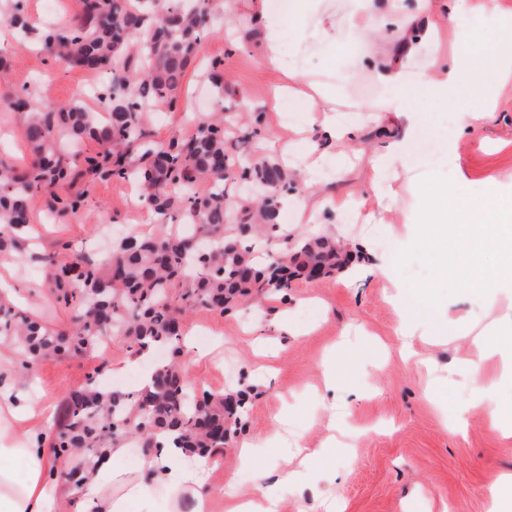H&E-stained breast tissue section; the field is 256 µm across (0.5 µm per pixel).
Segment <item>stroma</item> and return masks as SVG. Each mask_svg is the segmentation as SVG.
<instances>
[{
    "label": "stroma",
    "instance_id": "stroma-1",
    "mask_svg": "<svg viewBox=\"0 0 512 512\" xmlns=\"http://www.w3.org/2000/svg\"><path fill=\"white\" fill-rule=\"evenodd\" d=\"M213 2L226 27L210 32L203 42L184 78L177 109L153 123L155 141L191 138L196 126L190 117L200 96H208V111L227 114L238 112L240 99H248L262 129L259 141L248 145V154L283 162L290 173L308 174V195L334 201L314 222L293 215L289 230L333 235L362 253L358 277L341 272L296 282L287 300L272 297L256 313L199 308L185 317V331L195 337L196 360L188 369L193 381L226 391L244 380L258 390L247 405L246 426L236 435L238 441L250 439L258 446L255 464L242 467L235 445L207 460L214 512H225L226 494H256L259 476L274 466V448L322 447L335 421L353 432L349 447L337 448L325 470L302 474L295 489L284 495L279 512H489L496 498L504 512H512V486L504 483L512 474V438H502L488 418L474 410L467 415L465 432L451 433L450 424L467 396L462 385L448 382L449 369L478 357L474 339L483 327L512 315V296L499 295L492 308L467 292L445 297L434 308L410 304V311L444 337L439 344H414L421 356L433 360L430 372L401 356L399 310L389 299L388 282L373 272L379 265L395 269L398 252L408 248L401 238L394 240L392 249H384L378 231L384 225L416 223L419 184L426 172L402 153L381 176L370 158L389 144L409 145L411 135L423 127L438 128L447 108L414 93L407 99L417 110L411 125L394 113L378 123L358 111V104L392 95L391 87L376 80L367 59L378 53L396 56L402 36L391 27L365 36L363 58H353L347 53L350 33L345 23L350 0H316L314 12H327L333 19L335 42L318 55L291 38L283 49L289 64L314 73L326 86V96L318 101L320 111L312 118L289 104L282 111H270L269 94L281 75L256 63L264 37L249 0ZM498 2L497 13L476 16L469 30L440 14L438 45L445 56L478 52V33L512 17V0ZM0 61L15 91L32 92L56 105L78 99L90 112L103 109L98 95L89 90L90 72L34 49L1 21ZM212 67L223 78L220 99L212 95L207 74ZM495 94L496 108L484 122L455 137L456 164L441 174L451 179L464 175L463 191L474 196L484 192L489 177H497L502 189L496 204L512 206V83L498 87ZM331 109L346 114L345 124L353 131L341 145L330 144L323 135L324 113ZM289 112L295 113L294 121H285ZM0 157L19 165L30 157L20 116L3 107ZM133 193V186L122 179L99 182L81 214L58 217L50 224L44 221L45 199L35 198L31 209L39 250L53 252L68 242L103 258L109 242L100 236L99 225L127 224L137 233L154 232L156 220L149 205L137 212L131 209ZM350 206L361 208L359 223L346 222L344 211ZM1 272L7 275L13 301L55 325L69 324L70 313L55 305L36 262L0 255ZM128 355L125 344L116 340L107 354L46 359L34 382L17 378L13 384L22 399L58 408L71 390L101 368L111 380L110 390L123 393L124 375L115 366ZM261 364L275 368L276 380L264 381L257 371ZM331 368L336 386L328 390L321 383Z\"/></svg>",
    "mask_w": 512,
    "mask_h": 512
}]
</instances>
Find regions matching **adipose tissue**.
Instances as JSON below:
<instances>
[{"label": "adipose tissue", "mask_w": 512, "mask_h": 512, "mask_svg": "<svg viewBox=\"0 0 512 512\" xmlns=\"http://www.w3.org/2000/svg\"><path fill=\"white\" fill-rule=\"evenodd\" d=\"M356 3L352 24L366 33L396 22L402 10V0H384L380 5L375 0ZM254 4L266 44L257 64L283 76L271 91L270 106H278L284 97L291 96L306 111H317L319 91L314 80L288 67L282 57L293 18L309 10L307 0H254ZM434 31L432 21L423 20L420 33L404 43L396 59L381 57L374 61L373 73L378 81L397 90L409 85L437 101L458 100L451 121L461 130L478 123L489 112L490 99L482 95V88L512 75V21L502 22L480 55L469 60L455 57L448 61L425 52V42ZM460 370L469 390L468 409L482 411L497 428H505L501 407L484 378L482 362L468 361ZM0 408L11 418L10 423H0V512H51L60 498L68 501L70 512H155L154 493L159 488L169 497V512H211L204 460L188 459L183 449L174 447L157 449L135 468L124 465L122 448H112L80 489L57 488L47 479L54 457L46 438L21 434L13 427L17 421L50 425L53 408L17 399L7 381L0 383ZM334 451L331 445L284 450L279 480L260 487L257 498L232 503L227 512H278L283 492L297 482L301 468L318 465Z\"/></svg>", "instance_id": "adipose-tissue-1"}]
</instances>
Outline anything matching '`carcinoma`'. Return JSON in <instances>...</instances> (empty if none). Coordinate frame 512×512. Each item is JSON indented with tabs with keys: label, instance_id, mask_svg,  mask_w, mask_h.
Returning <instances> with one entry per match:
<instances>
[{
	"label": "carcinoma",
	"instance_id": "carcinoma-1",
	"mask_svg": "<svg viewBox=\"0 0 512 512\" xmlns=\"http://www.w3.org/2000/svg\"><path fill=\"white\" fill-rule=\"evenodd\" d=\"M81 0L75 20L38 30L17 8L6 23L70 66L110 75L103 99L107 117L79 104L49 105L0 84V101L24 111L22 135L32 152L25 170L0 159V254H21L33 234L31 200L45 197L62 215L79 211L98 179L134 180L161 219L150 236L128 235L100 262L69 243L60 252L32 254L70 324L55 327L0 300V342L28 373L50 356H76L110 333L134 355L168 349L151 384L128 394L101 389L99 377L73 390L51 438L56 462L88 479L110 448L135 437L142 448L169 443L211 455L240 428L250 386L196 394L184 371L182 317L198 308L224 311L242 297L288 299L299 279L344 271L350 261L336 242L292 234L277 224L278 195L288 170L271 160L248 165L229 154L223 119L199 121L186 141L157 147L151 112L177 105L193 55L210 32L208 0ZM98 141V156L77 168L68 147ZM259 197L235 202L224 182L231 175ZM205 183V192L198 185Z\"/></svg>",
	"mask_w": 512,
	"mask_h": 512
}]
</instances>
